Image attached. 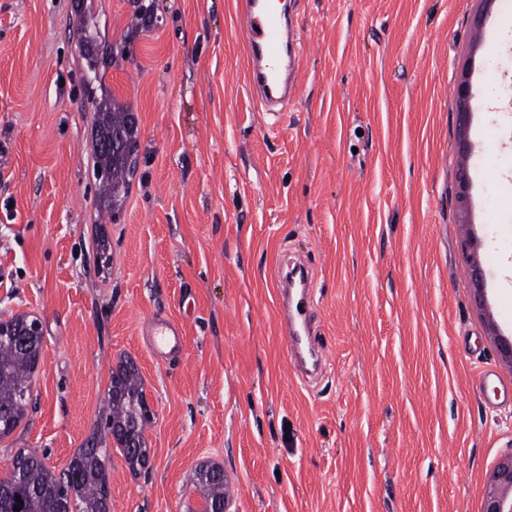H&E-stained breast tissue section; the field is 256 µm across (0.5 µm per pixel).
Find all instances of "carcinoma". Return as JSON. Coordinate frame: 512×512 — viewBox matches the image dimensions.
<instances>
[{"instance_id": "1", "label": "carcinoma", "mask_w": 512, "mask_h": 512, "mask_svg": "<svg viewBox=\"0 0 512 512\" xmlns=\"http://www.w3.org/2000/svg\"><path fill=\"white\" fill-rule=\"evenodd\" d=\"M85 66L81 83L95 114V128L122 131L132 137L129 112L116 106L106 94L103 80L107 71L104 58L93 53L97 41L96 26H83ZM100 95H94L95 90ZM135 169V160L112 161L109 156H96L93 174L102 194L100 203L109 211L120 206L128 189V179ZM40 336H18L16 340L0 341V437L10 435L24 419L30 407V390L37 367L36 351ZM143 387L136 365L130 361L112 370L108 389V405L96 423V437L78 449L63 471L56 473L44 457L35 453L16 456L19 471L0 477V512H109L110 489L107 472V439L119 433L116 442L130 468L141 465L149 453L144 437L150 420L142 418ZM227 482L218 466L200 467L195 474V488L203 498L204 507L215 508L226 501Z\"/></svg>"}]
</instances>
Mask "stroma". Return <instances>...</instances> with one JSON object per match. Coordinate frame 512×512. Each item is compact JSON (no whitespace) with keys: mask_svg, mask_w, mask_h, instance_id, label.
I'll return each mask as SVG.
<instances>
[{"mask_svg":"<svg viewBox=\"0 0 512 512\" xmlns=\"http://www.w3.org/2000/svg\"><path fill=\"white\" fill-rule=\"evenodd\" d=\"M105 85L138 118L116 213L94 179L79 0H0V316L37 317L31 406L0 439L63 470L131 357L154 411L151 466L109 443L111 512H200L215 463L230 512H482L512 454V0H288L299 78L268 113L235 0H91ZM474 94L470 208L486 270L472 301L453 205L456 97ZM110 261L97 267L100 240ZM313 275L322 373L292 372L278 316L291 264ZM183 325L156 358L144 325ZM227 485V486H226ZM226 487V492L224 489ZM195 488L203 498L204 507L214 509L235 493V486L224 479V470L219 466H201L195 474ZM226 512L227 505L216 507V512Z\"/></svg>","mask_w":512,"mask_h":512,"instance_id":"obj_1","label":"stroma"}]
</instances>
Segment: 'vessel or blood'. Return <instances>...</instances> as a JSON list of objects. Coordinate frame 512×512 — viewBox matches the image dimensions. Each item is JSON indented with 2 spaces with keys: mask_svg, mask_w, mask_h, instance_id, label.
Listing matches in <instances>:
<instances>
[{
  "mask_svg": "<svg viewBox=\"0 0 512 512\" xmlns=\"http://www.w3.org/2000/svg\"><path fill=\"white\" fill-rule=\"evenodd\" d=\"M243 35L248 48L247 78L262 92L265 106L285 105L288 85L297 79L300 57L289 54L291 32L287 18L265 4L264 0H237ZM309 287L280 290L278 303L280 323L287 348L296 370L317 369L324 359L323 351L309 334L310 314L307 309ZM150 349L163 357L182 346L184 329L171 320H153L146 327Z\"/></svg>",
  "mask_w": 512,
  "mask_h": 512,
  "instance_id": "b4317fda",
  "label": "vessel or blood"
}]
</instances>
